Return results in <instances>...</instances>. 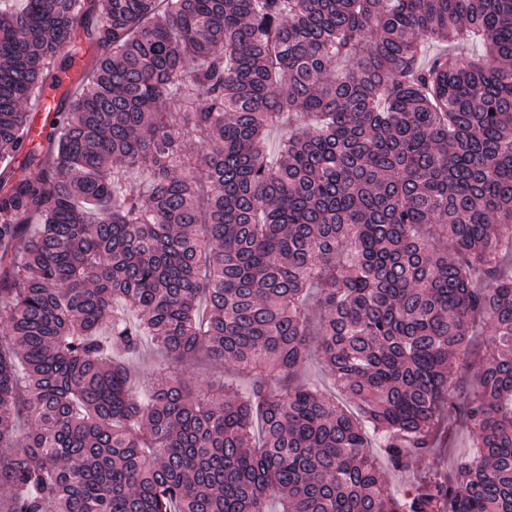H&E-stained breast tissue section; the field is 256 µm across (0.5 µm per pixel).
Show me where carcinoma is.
<instances>
[{
    "mask_svg": "<svg viewBox=\"0 0 512 512\" xmlns=\"http://www.w3.org/2000/svg\"><path fill=\"white\" fill-rule=\"evenodd\" d=\"M77 42L91 78L34 136L23 104ZM288 112L315 127L272 155ZM22 152L27 177L0 170V512H512V0H22L0 161ZM147 340L252 388L143 396L123 357ZM313 344L361 417L294 384ZM457 412L480 451L391 495L361 419L406 471ZM488 334L489 332L486 336L482 334L481 331L476 330L470 340L468 358L474 364V367L468 372L467 377L463 379L461 383V389L464 392L468 391L469 394H472L476 390L473 374L474 371H476V364H478L479 360L483 358L487 352Z\"/></svg>",
    "mask_w": 512,
    "mask_h": 512,
    "instance_id": "carcinoma-1",
    "label": "carcinoma"
}]
</instances>
